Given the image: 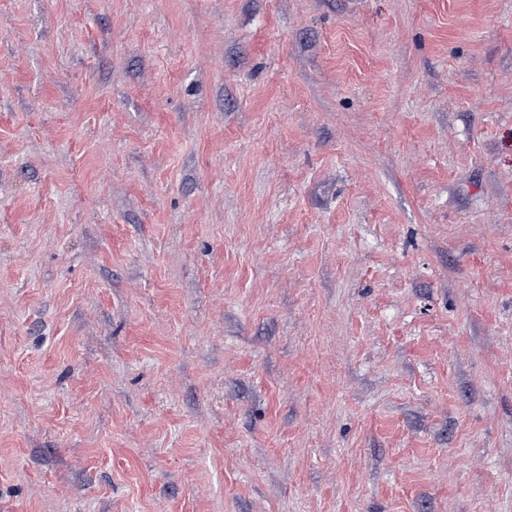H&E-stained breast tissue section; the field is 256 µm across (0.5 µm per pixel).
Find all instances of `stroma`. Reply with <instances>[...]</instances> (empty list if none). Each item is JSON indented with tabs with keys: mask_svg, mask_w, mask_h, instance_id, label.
I'll use <instances>...</instances> for the list:
<instances>
[{
	"mask_svg": "<svg viewBox=\"0 0 512 512\" xmlns=\"http://www.w3.org/2000/svg\"><path fill=\"white\" fill-rule=\"evenodd\" d=\"M0 512H512V0H0Z\"/></svg>",
	"mask_w": 512,
	"mask_h": 512,
	"instance_id": "obj_1",
	"label": "stroma"
}]
</instances>
